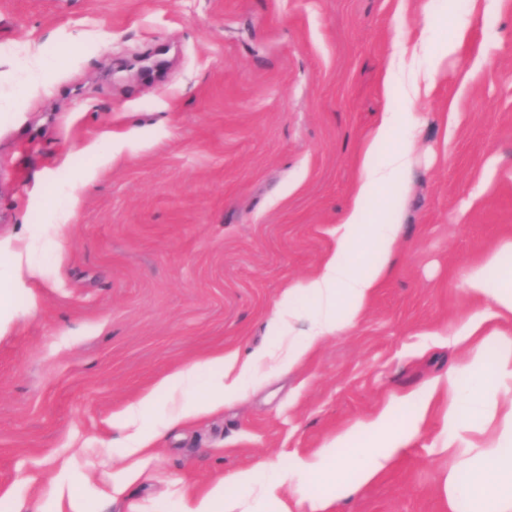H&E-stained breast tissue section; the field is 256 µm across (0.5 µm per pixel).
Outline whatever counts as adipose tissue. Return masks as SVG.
<instances>
[{
    "label": "adipose tissue",
    "instance_id": "1",
    "mask_svg": "<svg viewBox=\"0 0 512 512\" xmlns=\"http://www.w3.org/2000/svg\"><path fill=\"white\" fill-rule=\"evenodd\" d=\"M423 121L420 113L411 110L383 112L363 152L361 175L336 228V244L318 274L300 286L301 292L317 302V319L308 334L289 346V365L301 362L325 337L356 324L388 277L401 234L396 215L399 202L391 200L385 209L373 207L372 202L405 177L410 153L407 147L398 146L379 163L374 155L399 126L413 130ZM362 239L368 248L356 251ZM508 253H512L511 238L468 272L467 293L480 309L448 338L464 353L458 366L421 391L390 400L372 417L337 432L313 458L298 459L294 473L308 484L307 492L282 497L278 481L254 470L238 473L235 486L258 491L271 512H337L341 501L394 466L435 411L448 430L442 451L448 456L449 506L463 499L470 512H512V333L500 328L501 323L512 322V267L502 263ZM253 363V358H240L235 351L205 361L207 395L183 398L173 420H189L222 406L225 393L236 392L245 383ZM195 373L192 367L176 369L125 409L121 426L128 432V477H135L141 455L151 451L159 437L158 431L143 427L145 415L154 410L160 394L183 390ZM403 405L409 413L399 423L395 416ZM181 512L248 510L243 499L219 481L207 491L184 498Z\"/></svg>",
    "mask_w": 512,
    "mask_h": 512
}]
</instances>
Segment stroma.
Instances as JSON below:
<instances>
[{
    "label": "stroma",
    "instance_id": "1",
    "mask_svg": "<svg viewBox=\"0 0 512 512\" xmlns=\"http://www.w3.org/2000/svg\"><path fill=\"white\" fill-rule=\"evenodd\" d=\"M469 30L415 99L395 264L360 321L288 365L271 319L320 269L387 109L396 44ZM0 241L31 265L0 319V512L69 462L90 512H180L259 469L280 481L337 431L459 363L472 261L512 234V0H0ZM453 127H446L448 110ZM46 224L56 234L40 237ZM271 352L238 396L168 424L121 495L120 412L178 367ZM432 416L341 512H448Z\"/></svg>",
    "mask_w": 512,
    "mask_h": 512
}]
</instances>
